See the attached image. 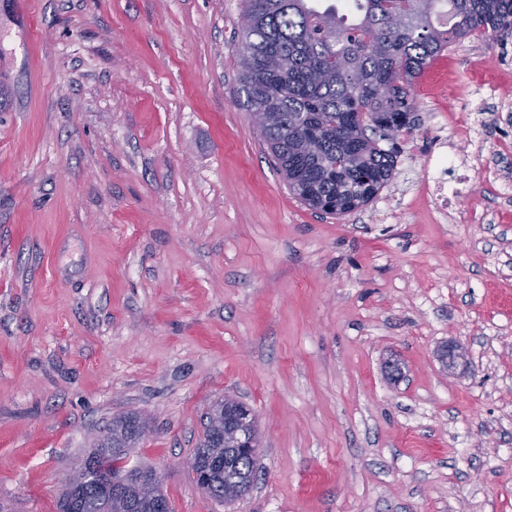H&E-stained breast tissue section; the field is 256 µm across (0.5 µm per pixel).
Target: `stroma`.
Returning a JSON list of instances; mask_svg holds the SVG:
<instances>
[{
    "label": "stroma",
    "instance_id": "35a3bbf8",
    "mask_svg": "<svg viewBox=\"0 0 512 512\" xmlns=\"http://www.w3.org/2000/svg\"><path fill=\"white\" fill-rule=\"evenodd\" d=\"M243 8L0 0V512H58L132 412L173 512H512V40L430 61L392 179L334 216L240 104ZM227 395L261 437L231 504L186 466ZM451 159L448 154L431 155L428 166L432 168L431 180L428 182L427 191L440 201L441 207L448 206V200L454 198L461 190L459 187L448 184V168Z\"/></svg>",
    "mask_w": 512,
    "mask_h": 512
}]
</instances>
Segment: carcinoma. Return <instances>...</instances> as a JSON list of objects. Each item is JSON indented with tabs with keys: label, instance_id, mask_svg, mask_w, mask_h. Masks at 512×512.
<instances>
[{
	"label": "carcinoma",
	"instance_id": "obj_1",
	"mask_svg": "<svg viewBox=\"0 0 512 512\" xmlns=\"http://www.w3.org/2000/svg\"><path fill=\"white\" fill-rule=\"evenodd\" d=\"M254 22L237 49L242 106L271 112L259 128L288 186L309 207L340 215L367 205L392 178L396 151L374 136L408 135L415 127L412 81L451 45L478 33L503 42L512 37V0H349L354 22L315 0H245ZM397 17L400 24L391 25ZM193 460L208 497L232 502L257 479L256 464L241 448L214 447L213 415ZM135 414L104 430L82 465L100 475L125 470V449L138 443ZM154 497L129 488L137 512H154ZM59 512H113L112 496L96 480L63 488Z\"/></svg>",
	"mask_w": 512,
	"mask_h": 512
}]
</instances>
